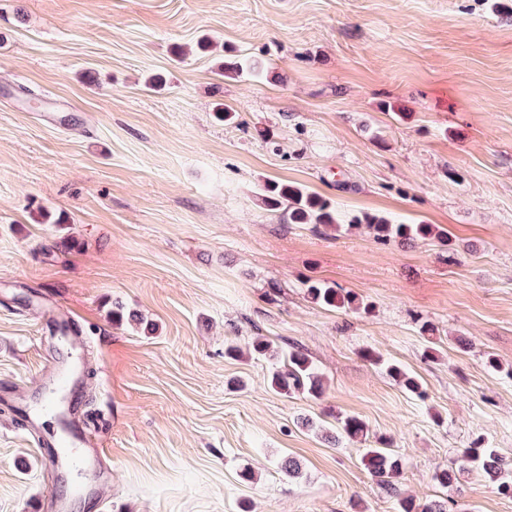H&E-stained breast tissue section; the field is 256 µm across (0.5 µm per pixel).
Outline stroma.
<instances>
[{
    "label": "stroma",
    "instance_id": "35a3bbf8",
    "mask_svg": "<svg viewBox=\"0 0 512 512\" xmlns=\"http://www.w3.org/2000/svg\"><path fill=\"white\" fill-rule=\"evenodd\" d=\"M244 59L263 75H219ZM268 182L450 243L289 223ZM257 335L273 352L225 357ZM292 343L322 397L269 389ZM71 358L104 455L45 468L46 370ZM339 415L399 452L402 495L512 512L478 472L433 479L464 448L512 457V0H0V512H394L362 442L299 424ZM307 294L317 304L325 307L344 311L361 310L367 314L370 311V305L360 301L356 294L336 288L325 282L307 281ZM362 356L374 364L382 366L390 378H392L395 382H397L411 394H414L416 397L421 399L424 397L425 392L423 390L422 384L415 376L410 374L400 365L384 361L380 356L374 354L370 350H364L362 352Z\"/></svg>",
    "mask_w": 512,
    "mask_h": 512
}]
</instances>
